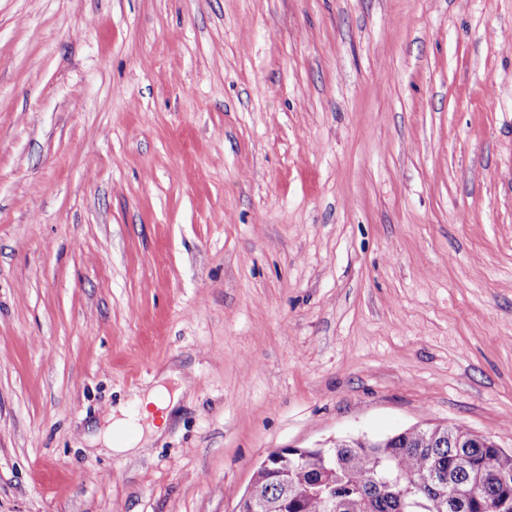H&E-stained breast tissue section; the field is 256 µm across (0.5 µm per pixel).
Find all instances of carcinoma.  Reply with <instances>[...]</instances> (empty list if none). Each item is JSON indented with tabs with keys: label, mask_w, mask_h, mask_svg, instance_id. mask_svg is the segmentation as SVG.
I'll use <instances>...</instances> for the list:
<instances>
[{
	"label": "carcinoma",
	"mask_w": 512,
	"mask_h": 512,
	"mask_svg": "<svg viewBox=\"0 0 512 512\" xmlns=\"http://www.w3.org/2000/svg\"><path fill=\"white\" fill-rule=\"evenodd\" d=\"M468 429L409 428L365 445L350 439L334 448H305L290 455L286 485L266 481L263 493L288 496V512H512V459L492 445L457 442ZM469 489L457 507L428 480Z\"/></svg>",
	"instance_id": "1"
}]
</instances>
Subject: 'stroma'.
Instances as JSON below:
<instances>
[{
    "label": "stroma",
    "instance_id": "stroma-1",
    "mask_svg": "<svg viewBox=\"0 0 512 512\" xmlns=\"http://www.w3.org/2000/svg\"><path fill=\"white\" fill-rule=\"evenodd\" d=\"M508 32L512 0H0V512H237L272 449L423 421L512 450ZM182 381L139 453L87 443Z\"/></svg>",
    "mask_w": 512,
    "mask_h": 512
}]
</instances>
